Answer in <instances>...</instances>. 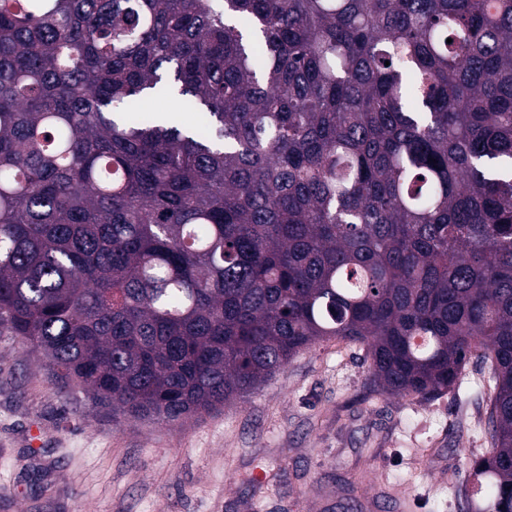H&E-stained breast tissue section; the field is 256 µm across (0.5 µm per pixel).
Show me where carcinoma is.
<instances>
[{
	"mask_svg": "<svg viewBox=\"0 0 512 512\" xmlns=\"http://www.w3.org/2000/svg\"><path fill=\"white\" fill-rule=\"evenodd\" d=\"M0 336L166 424L331 339L382 396L487 360L512 512V0H0Z\"/></svg>",
	"mask_w": 512,
	"mask_h": 512,
	"instance_id": "1",
	"label": "carcinoma"
}]
</instances>
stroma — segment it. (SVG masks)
<instances>
[{
    "instance_id": "stroma-1",
    "label": "stroma",
    "mask_w": 512,
    "mask_h": 512,
    "mask_svg": "<svg viewBox=\"0 0 512 512\" xmlns=\"http://www.w3.org/2000/svg\"><path fill=\"white\" fill-rule=\"evenodd\" d=\"M365 352L325 341L253 394L169 425L63 389L42 352L0 336V512H463L490 446L468 394L377 396Z\"/></svg>"
}]
</instances>
